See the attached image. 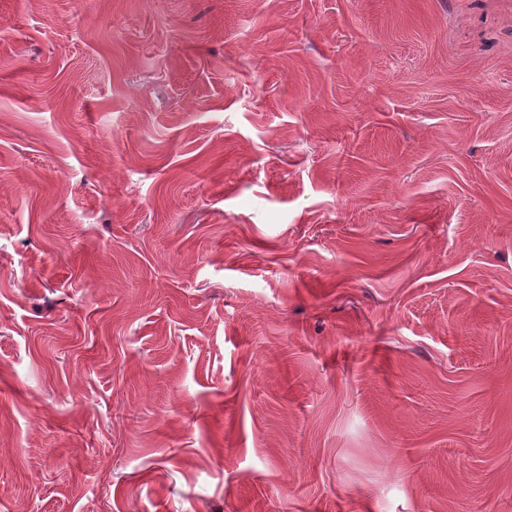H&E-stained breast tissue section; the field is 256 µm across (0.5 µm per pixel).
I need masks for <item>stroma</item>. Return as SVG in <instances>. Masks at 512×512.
I'll return each instance as SVG.
<instances>
[{
	"mask_svg": "<svg viewBox=\"0 0 512 512\" xmlns=\"http://www.w3.org/2000/svg\"><path fill=\"white\" fill-rule=\"evenodd\" d=\"M0 512H512V0H0Z\"/></svg>",
	"mask_w": 512,
	"mask_h": 512,
	"instance_id": "stroma-1",
	"label": "stroma"
}]
</instances>
